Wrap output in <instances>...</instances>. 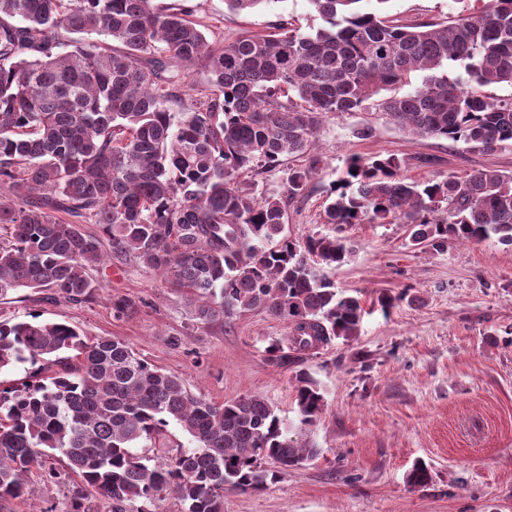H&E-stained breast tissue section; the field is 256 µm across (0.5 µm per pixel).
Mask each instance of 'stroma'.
Returning a JSON list of instances; mask_svg holds the SVG:
<instances>
[{"instance_id": "stroma-1", "label": "stroma", "mask_w": 512, "mask_h": 512, "mask_svg": "<svg viewBox=\"0 0 512 512\" xmlns=\"http://www.w3.org/2000/svg\"><path fill=\"white\" fill-rule=\"evenodd\" d=\"M190 6L208 38L230 42L287 20L312 32L322 21L308 0H266L234 14L224 0H158ZM393 18L442 22L478 0H365ZM372 134L360 138L359 127ZM311 153L284 158L256 176L258 194H280L289 168L313 166L303 196L288 203V234H335L320 213L334 198L347 158L394 156L404 177L422 181L493 167L512 175V145L486 151L444 138L403 132L379 112L328 116ZM353 253L322 274L357 295L366 309L359 336L315 354L289 352L278 364L265 353L286 340L287 325L263 311L197 324L184 294L132 257L115 255L105 286L88 303H40L18 291L10 308L74 326L88 338L117 336L147 362L184 377L193 393L221 404L259 395L290 424L297 372L310 374L326 401L312 429L321 454L281 472L258 493L225 491L224 512H512V245L454 243L431 254L413 246L403 224H356ZM411 300L382 312L383 292ZM123 301V313L112 305ZM425 463L429 483L410 487L408 471ZM73 479L30 477V492L0 512H64Z\"/></svg>"}]
</instances>
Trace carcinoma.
I'll return each mask as SVG.
<instances>
[{"label":"carcinoma","mask_w":512,"mask_h":512,"mask_svg":"<svg viewBox=\"0 0 512 512\" xmlns=\"http://www.w3.org/2000/svg\"><path fill=\"white\" fill-rule=\"evenodd\" d=\"M362 0H309L315 33L281 23L230 43L209 42L189 7L154 0H0V300L21 288L43 301L88 302L114 254L184 291L192 317L223 325L262 310L309 354L359 335L360 299L318 267L347 262L354 224L406 220L413 245L492 237L512 245V176L494 168L409 181L390 155L346 161L323 210L336 234L292 237L288 200L315 165L291 168L287 195L256 194L245 173L276 169L314 145L322 118L374 110L418 136L485 150L512 145V0L444 22L402 23ZM205 62L210 92L175 112L181 68ZM464 67L471 84L448 77ZM422 80L403 95L392 86ZM102 225L87 234L82 221ZM0 501L28 493L27 476L53 455L80 480L67 512H149L175 494L184 512H224V491L260 492L321 452L310 439L326 406L309 374L295 375L301 427L264 399L215 404L182 376L141 358L119 337L88 339L65 322L0 318ZM189 437L161 466L138 452L169 423ZM428 467L406 481L422 487Z\"/></svg>","instance_id":"carcinoma-1"}]
</instances>
